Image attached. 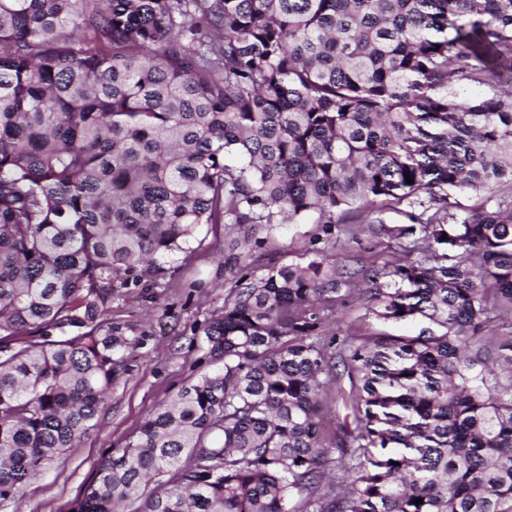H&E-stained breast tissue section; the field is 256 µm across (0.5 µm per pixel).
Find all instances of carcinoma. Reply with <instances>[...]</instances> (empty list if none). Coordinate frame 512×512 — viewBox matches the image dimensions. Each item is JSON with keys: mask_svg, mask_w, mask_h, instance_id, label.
I'll return each instance as SVG.
<instances>
[{"mask_svg": "<svg viewBox=\"0 0 512 512\" xmlns=\"http://www.w3.org/2000/svg\"><path fill=\"white\" fill-rule=\"evenodd\" d=\"M503 183L512 0H0V505L128 372L112 301L236 224V280L202 327L222 366L68 512H512V194L483 195ZM450 190L481 198L456 213ZM405 201L423 213L398 237L429 249L351 270L329 253L337 216ZM314 214L324 247L252 267L260 232ZM355 295L427 326L327 331ZM344 375L354 428L332 457ZM328 413L325 422V429L329 433L341 434L344 429L350 430L354 427V414L351 401L350 383L347 377L340 378L333 388L328 392L327 397Z\"/></svg>", "mask_w": 512, "mask_h": 512, "instance_id": "cac0c4a2", "label": "carcinoma"}]
</instances>
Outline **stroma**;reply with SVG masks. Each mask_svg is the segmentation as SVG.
I'll list each match as a JSON object with an SVG mask.
<instances>
[{
    "label": "stroma",
    "instance_id": "35a3bbf8",
    "mask_svg": "<svg viewBox=\"0 0 512 512\" xmlns=\"http://www.w3.org/2000/svg\"><path fill=\"white\" fill-rule=\"evenodd\" d=\"M407 205L383 207L379 216L353 210L345 214L349 236L340 237L349 266L382 264L398 251L400 241L391 236L396 226L409 225ZM319 233L314 218L299 224L270 229L264 248L255 254L256 266L272 262H297L311 248ZM235 273L223 260L203 251L179 268L167 288L152 292L133 291L112 305V320L132 327L139 344L130 358L128 374L113 387L96 429L84 437L75 452L66 453L25 488L7 512H67L70 504L93 480L101 458L111 450L125 447L136 439L142 424L161 405L168 402L181 386L214 370L207 355L201 328L224 310ZM199 282L196 291H188V282ZM336 330L353 329L358 337L380 331L415 334L419 323L383 324L368 317L363 303L338 307L331 317ZM325 429L340 433L354 426L350 383L340 378L327 397Z\"/></svg>",
    "mask_w": 512,
    "mask_h": 512
}]
</instances>
